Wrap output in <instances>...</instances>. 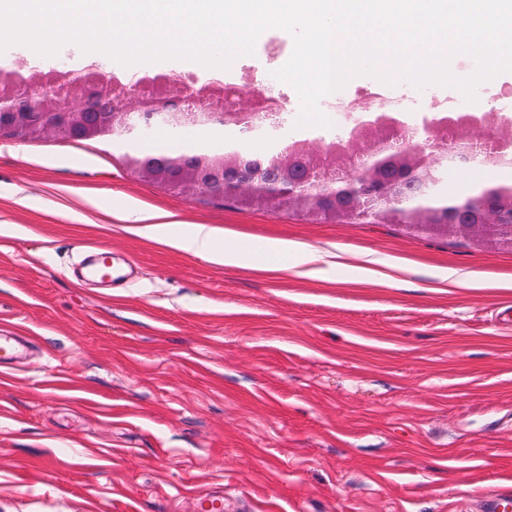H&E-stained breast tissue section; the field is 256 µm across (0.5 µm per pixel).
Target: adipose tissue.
I'll return each instance as SVG.
<instances>
[{"label":"adipose tissue","instance_id":"adipose-tissue-1","mask_svg":"<svg viewBox=\"0 0 512 512\" xmlns=\"http://www.w3.org/2000/svg\"><path fill=\"white\" fill-rule=\"evenodd\" d=\"M112 214L122 223L137 225L140 233L157 243L227 268L268 273L290 269L325 279L337 266L336 253L327 248L280 239L241 240L229 245L209 225L169 220L127 197L113 203Z\"/></svg>","mask_w":512,"mask_h":512}]
</instances>
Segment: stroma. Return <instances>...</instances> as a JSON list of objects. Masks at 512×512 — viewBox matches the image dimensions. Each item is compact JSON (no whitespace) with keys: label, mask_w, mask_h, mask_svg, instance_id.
Listing matches in <instances>:
<instances>
[{"label":"stroma","mask_w":512,"mask_h":512,"mask_svg":"<svg viewBox=\"0 0 512 512\" xmlns=\"http://www.w3.org/2000/svg\"><path fill=\"white\" fill-rule=\"evenodd\" d=\"M273 27L224 69L264 88L288 54ZM411 123L456 109L453 86L397 83ZM182 142L243 151L263 141L220 127ZM125 147L0 137V335L27 337L0 365V512H195L224 489V512H474L512 488V247L371 217L342 221L219 206L141 178ZM474 159L436 191L471 195L511 175ZM131 197L207 224L227 241L334 248L330 279L225 268L157 244L113 217ZM106 247L134 267L103 288L73 273ZM365 252L399 287L355 281ZM448 267L476 288L436 285Z\"/></svg>","instance_id":"1"}]
</instances>
